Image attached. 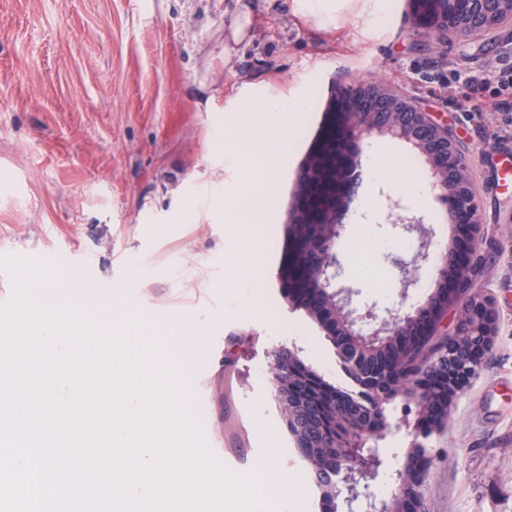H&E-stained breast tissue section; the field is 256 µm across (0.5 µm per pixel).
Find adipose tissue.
<instances>
[{
	"label": "adipose tissue",
	"mask_w": 512,
	"mask_h": 512,
	"mask_svg": "<svg viewBox=\"0 0 512 512\" xmlns=\"http://www.w3.org/2000/svg\"><path fill=\"white\" fill-rule=\"evenodd\" d=\"M233 100L223 147L239 176L225 190L224 219L257 228L275 220L280 167L309 101L288 94L274 78L263 91Z\"/></svg>",
	"instance_id": "1"
}]
</instances>
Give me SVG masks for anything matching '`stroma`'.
<instances>
[{
  "mask_svg": "<svg viewBox=\"0 0 512 512\" xmlns=\"http://www.w3.org/2000/svg\"><path fill=\"white\" fill-rule=\"evenodd\" d=\"M245 2L252 24L228 55L234 0H0V257L17 259L0 267V305L31 259L67 284L122 290L143 317L187 319L205 346L188 374L225 472L240 478L270 458L297 476L271 408V351L293 349L330 382L346 380L323 331L279 292L295 178L331 94L361 80L401 87L466 153L490 271L478 283L499 314L480 373L432 441L420 512H512V108L501 107L496 79L512 70V26L434 49L419 0L379 12L372 0H336L332 38L293 0ZM275 75L311 105L280 172L277 223L236 230L207 212L224 195V89L248 93ZM470 96L483 111L466 108ZM384 144L364 146L337 253L354 305L409 310L426 301L435 271L402 287L396 263L411 261L418 242L386 223L385 195L424 215L436 245L452 228L441 200L409 190L428 169L408 145L389 143L408 157L406 172L375 177ZM255 247L262 263L251 271Z\"/></svg>",
  "mask_w": 512,
  "mask_h": 512,
  "instance_id": "1",
  "label": "stroma"
}]
</instances>
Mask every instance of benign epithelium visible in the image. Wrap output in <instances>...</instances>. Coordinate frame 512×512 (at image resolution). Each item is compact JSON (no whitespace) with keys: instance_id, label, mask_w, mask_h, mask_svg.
I'll use <instances>...</instances> for the list:
<instances>
[{"instance_id":"benign-epithelium-1","label":"benign epithelium","mask_w":512,"mask_h":512,"mask_svg":"<svg viewBox=\"0 0 512 512\" xmlns=\"http://www.w3.org/2000/svg\"><path fill=\"white\" fill-rule=\"evenodd\" d=\"M428 7L431 32L435 45L448 38L477 37L503 23L512 24V0H419ZM325 141L336 143V151L323 154V146L315 149V156L301 172L296 182L299 204L290 215V223L318 225L316 233L307 237L302 233L292 243L291 259L294 266L319 280L318 287L330 288L342 275V266L336 254V245L344 225L336 221V207L340 193L347 198L355 195L357 180L352 171L361 166L358 156L349 147L372 138H391L403 141L426 158L429 165V186L447 206L448 223L458 228L447 246L432 249L434 230L424 217L412 211L404 200L386 196L387 221L402 232L418 236V250L410 266L400 268L402 288L418 283V272L430 265L448 275V302L461 296L470 300L469 329L471 340H459L460 323L448 334L446 354L458 373L438 374L451 387L466 382L463 357L481 358L491 347L497 333L498 313L493 300L484 299L476 285L479 259L477 250L478 208L471 180L461 168L466 166L459 142L448 126L435 122L420 103L402 91L376 82H360L336 97L329 108ZM351 290H336V310L349 326L371 334L388 333L395 326L404 336H418L423 332V321L429 302L411 312L388 309L378 313L368 307L360 310L351 306ZM371 476L361 481L343 496L347 512H383L385 494L379 490V478L385 469L373 461Z\"/></svg>"}]
</instances>
